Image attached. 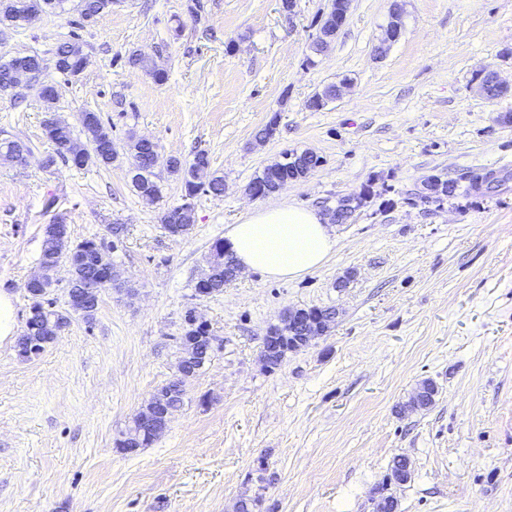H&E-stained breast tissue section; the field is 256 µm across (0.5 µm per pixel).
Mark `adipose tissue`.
<instances>
[{
	"label": "adipose tissue",
	"mask_w": 512,
	"mask_h": 512,
	"mask_svg": "<svg viewBox=\"0 0 512 512\" xmlns=\"http://www.w3.org/2000/svg\"><path fill=\"white\" fill-rule=\"evenodd\" d=\"M226 246L243 271L293 280L321 267L336 249L326 218L315 210L272 202L228 225Z\"/></svg>",
	"instance_id": "obj_1"
}]
</instances>
